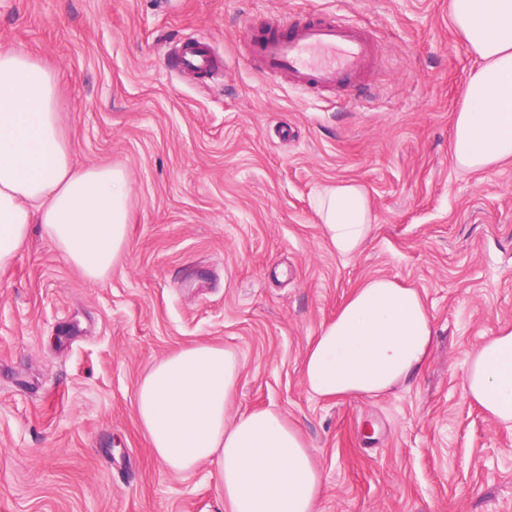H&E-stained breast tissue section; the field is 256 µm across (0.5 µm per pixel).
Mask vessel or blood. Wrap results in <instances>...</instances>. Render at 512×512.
<instances>
[{
    "instance_id": "obj_1",
    "label": "vessel or blood",
    "mask_w": 512,
    "mask_h": 512,
    "mask_svg": "<svg viewBox=\"0 0 512 512\" xmlns=\"http://www.w3.org/2000/svg\"><path fill=\"white\" fill-rule=\"evenodd\" d=\"M373 51L370 37L358 26L325 14L289 25L276 16L258 19L247 47L254 69L283 75L296 86L321 90L360 83ZM173 60L176 68L187 72H224L222 60L200 38L178 45Z\"/></svg>"
}]
</instances>
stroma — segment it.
Returning <instances> with one entry per match:
<instances>
[{
	"mask_svg": "<svg viewBox=\"0 0 512 512\" xmlns=\"http://www.w3.org/2000/svg\"><path fill=\"white\" fill-rule=\"evenodd\" d=\"M320 12L372 37L362 87L306 94L248 65L250 19ZM192 37L221 79L176 71ZM0 44L55 69L75 163L124 168L131 206L106 279L38 231L0 273V512H225L215 467L170 472L133 410L149 368L195 343L242 360L236 409L302 433L319 512H512V429L462 390L467 353L512 323V161L452 162L476 60L448 0H0ZM337 180L374 213L352 257L313 207ZM372 275L419 288L433 354L409 387L316 398L306 351Z\"/></svg>",
	"mask_w": 512,
	"mask_h": 512,
	"instance_id": "1",
	"label": "stroma"
}]
</instances>
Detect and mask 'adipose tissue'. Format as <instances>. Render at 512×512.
<instances>
[{
	"label": "adipose tissue",
	"mask_w": 512,
	"mask_h": 512,
	"mask_svg": "<svg viewBox=\"0 0 512 512\" xmlns=\"http://www.w3.org/2000/svg\"><path fill=\"white\" fill-rule=\"evenodd\" d=\"M451 20L477 60L455 114L451 158L462 171L512 160V0H450ZM313 207L337 255L362 252L373 226L366 188L322 186ZM129 190L116 166H77L63 130L54 70L0 46V272L33 228L84 277L104 279L128 245ZM434 329L421 292L396 279H364L310 345L306 389L322 399L377 398L421 374ZM243 364L227 348L183 347L139 381L134 411L155 457L171 472L216 465L225 512H317L321 473L299 430L279 412L233 409ZM465 397L512 429V325L467 355Z\"/></svg>",
	"instance_id": "obj_1"
}]
</instances>
